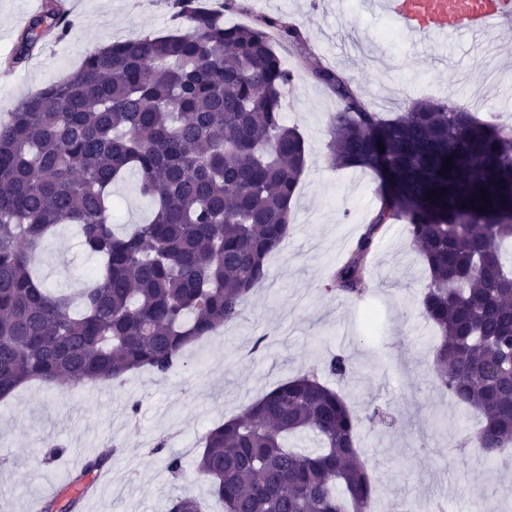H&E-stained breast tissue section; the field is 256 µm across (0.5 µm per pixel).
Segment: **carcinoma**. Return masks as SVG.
<instances>
[{"label":"carcinoma","mask_w":512,"mask_h":512,"mask_svg":"<svg viewBox=\"0 0 512 512\" xmlns=\"http://www.w3.org/2000/svg\"><path fill=\"white\" fill-rule=\"evenodd\" d=\"M173 8L186 30L113 41L0 121V398L30 380L73 389L139 370L167 377L198 339L241 318L291 233L306 146L284 121L294 74L276 47L303 45L300 30L282 17L231 24L234 0ZM71 28L62 0H45L11 63ZM305 65L338 103L327 164L382 178L381 206L330 290L363 297L380 232L406 220L429 273L418 311L438 333L439 386L480 413L470 441L481 462L511 464L512 268L502 251L512 244V124L436 99L382 118L351 78L318 58ZM130 171L153 216L117 235L112 184ZM60 224L76 225L102 261L74 295L34 275ZM385 419L377 408L360 417L314 374L295 377L209 429L197 470L224 512H377L355 445L363 422ZM305 433L319 451L289 446ZM169 512L201 510L177 496Z\"/></svg>","instance_id":"carcinoma-1"}]
</instances>
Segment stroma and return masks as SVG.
I'll return each instance as SVG.
<instances>
[{
    "mask_svg": "<svg viewBox=\"0 0 512 512\" xmlns=\"http://www.w3.org/2000/svg\"><path fill=\"white\" fill-rule=\"evenodd\" d=\"M72 32L41 41L25 67L6 59L35 11L33 0H0V120L19 100L75 69L100 45L163 34L173 22L172 0H64ZM232 22L280 16L296 25L308 49L342 69L364 94L370 111L391 117L426 98L470 96L495 69L498 96L480 110L484 119L512 122V29L487 38L458 37L436 46L398 30L371 0H236ZM338 105L328 91L298 75L284 120L303 134L306 167L291 214L293 229L268 258L269 277L250 296L237 323L192 345L165 378L131 372L112 385L56 389L25 384L0 400V512H30L46 487H64L88 459L112 450L111 477L73 512H167L172 497L199 498L204 512L222 505L200 477L202 436L242 413L277 385L322 373L335 354L351 370L331 380L347 405L363 415L387 410V425L362 424L356 443L382 500L408 499L414 512H512V467L477 463L464 441L479 425L437 383L435 331L419 315L427 282L405 223L386 227L369 264L363 300L328 293L325 284L379 207L380 179L368 169H330L325 145ZM112 226L124 232L152 213L135 174L112 189ZM82 253L77 231L60 226L43 244L38 275L46 287L70 292L100 268ZM140 402V413L129 407ZM182 461L180 477L153 453L159 439ZM57 457H49L51 447Z\"/></svg>",
    "mask_w": 512,
    "mask_h": 512,
    "instance_id": "obj_1",
    "label": "stroma"
}]
</instances>
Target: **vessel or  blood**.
I'll return each instance as SVG.
<instances>
[{"label": "vessel or blood", "mask_w": 512, "mask_h": 512, "mask_svg": "<svg viewBox=\"0 0 512 512\" xmlns=\"http://www.w3.org/2000/svg\"><path fill=\"white\" fill-rule=\"evenodd\" d=\"M405 33L428 42L512 27V0H377Z\"/></svg>", "instance_id": "b4317fda"}]
</instances>
